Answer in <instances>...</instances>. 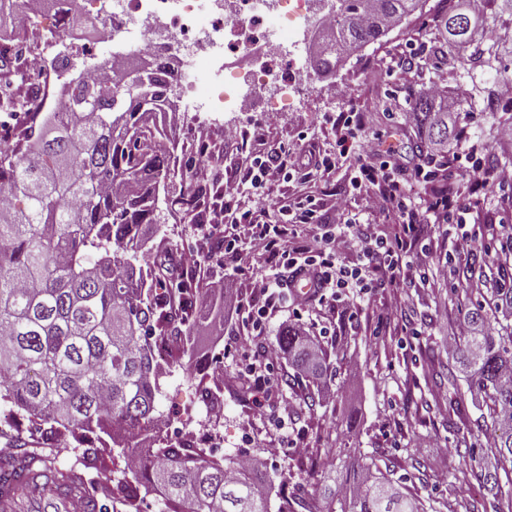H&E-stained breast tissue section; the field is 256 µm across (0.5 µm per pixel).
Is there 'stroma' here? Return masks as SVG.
Wrapping results in <instances>:
<instances>
[{"label":"stroma","instance_id":"obj_1","mask_svg":"<svg viewBox=\"0 0 512 512\" xmlns=\"http://www.w3.org/2000/svg\"><path fill=\"white\" fill-rule=\"evenodd\" d=\"M437 0H426L421 14L404 20L381 42L367 46L345 61L336 73L316 76L315 89L297 108L283 113L278 123L265 127L259 115L243 117L231 112L209 114L211 146L200 149L192 139V123L186 113L165 117L163 143H177L175 175L165 183L166 204L158 209L160 232L152 233L151 253L162 251L173 258L202 249L198 226L174 199L185 187L188 169L203 159L220 154L224 170L237 174L249 154L288 151L299 165L311 162L313 153L339 156L331 177H314L308 188L316 196L336 194L347 199L352 212L362 200L349 183L368 150L372 136H380L382 149L395 150L405 173H413L423 161L412 150L415 130L404 121L414 95L435 91L447 104L452 122L470 120L471 141L481 159L503 165L512 162V146L498 143L499 124L512 121V102L486 105L483 92L512 79V13L492 8L474 24L472 45L445 54L435 53L441 38L434 20ZM496 51L494 66L484 63ZM413 58V72L391 71L393 59ZM385 69L378 85L368 83L371 68ZM339 112H359L364 128L347 155H340L339 130L333 119ZM237 126L247 140L239 152L225 143L229 127ZM433 262L446 261L445 227L432 232ZM447 279L431 280L427 289L380 288L355 298L354 313L347 316L326 305H311L302 315L284 311L272 319L266 333L249 340L241 321L225 320L221 335H209L206 326L191 328L193 356L166 370L159 380L156 407L171 427L195 428L206 420L203 390L215 392L224 404L216 430L222 438L219 455L227 459L246 454L264 463L271 482V504L281 497L293 505L307 502L321 478L318 462L326 456L349 454L352 461L376 462L402 476L410 491L434 512H495V499L481 478L492 458L471 460L470 444L490 443L475 423L486 407L464 377L449 379L454 360L448 336L467 311V300H454L452 291L465 281L464 266L447 263ZM259 267L232 268L210 261L206 284L199 297L210 313H217L220 297L209 288L219 283L242 304L252 300L250 280ZM400 300V310L384 316L385 304ZM386 324H379V317ZM292 326L316 336L333 367L331 381L316 385L294 378L282 366L268 379L277 399L266 417L254 409L248 386L241 379V345L252 350L275 344L279 332ZM300 404L284 416L279 398ZM426 436L430 445L417 448L415 436Z\"/></svg>","mask_w":512,"mask_h":512}]
</instances>
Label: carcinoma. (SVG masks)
<instances>
[{
  "label": "carcinoma",
  "mask_w": 512,
  "mask_h": 512,
  "mask_svg": "<svg viewBox=\"0 0 512 512\" xmlns=\"http://www.w3.org/2000/svg\"><path fill=\"white\" fill-rule=\"evenodd\" d=\"M426 0H341L336 26L319 42L312 64L328 74L364 47L375 44ZM437 22L445 38L436 51L463 48L472 40V15L453 0H439ZM171 71H145L112 57L100 81L67 82L59 108L44 118L30 110L28 75L0 88V112L16 119L0 139V191L15 199L0 208V405L9 407V429L40 433L41 447L0 461V512H15L27 492L72 490L69 476L45 452L68 437L85 448L86 464L112 455L132 460L133 480L117 483L115 499L135 509L132 482L162 494V512H271V488L261 464L241 465L209 448H180L160 441L155 406L163 364L192 355L182 327L189 323L197 288L179 273L168 276L149 263L141 226L158 225L156 185L175 174L173 151L159 146L149 127L162 105ZM125 82L106 95L102 84ZM419 155L448 144V111L431 97L414 98ZM209 194L182 193L175 203L195 211ZM512 264L504 260L491 300L471 302V327L454 348L457 370L487 409L485 430L493 469L484 482L496 489L498 512H512ZM278 347L295 375L316 382L331 372L326 354L315 357L306 337L284 328ZM323 480L307 512H426L419 498L377 465L323 463Z\"/></svg>",
  "instance_id": "cac0c4a2"
}]
</instances>
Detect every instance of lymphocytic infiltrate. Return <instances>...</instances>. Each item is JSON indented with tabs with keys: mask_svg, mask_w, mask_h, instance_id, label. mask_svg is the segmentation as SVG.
<instances>
[{
	"mask_svg": "<svg viewBox=\"0 0 512 512\" xmlns=\"http://www.w3.org/2000/svg\"><path fill=\"white\" fill-rule=\"evenodd\" d=\"M456 145L447 163L429 171L415 170L409 181L396 176L383 151L372 149L350 179L363 201L358 217L351 214L345 198L334 196L322 204L304 192L311 175L298 168L285 176L286 181L298 184V191L280 195L273 213L234 209L202 224L205 237L223 240L225 262H241L247 251L268 267L267 273L251 282V306L224 295L228 315L242 319L252 337L264 336L281 302L298 305V298L290 297L288 288L299 276L317 281L319 303L347 314L353 308L352 294L398 287L407 268L418 267L419 280L425 286L431 278L447 276L446 265L423 261L425 240L433 225L462 227V244L456 252L463 260L485 252L502 234L512 235V220L489 218L486 196L480 191L489 178L499 188L511 189L512 166L484 168L470 145L468 124H461ZM457 177L468 180L467 196L451 188ZM421 180L449 184L450 190L438 196L415 197L413 185ZM390 224L396 226V233L387 232ZM341 237L355 241L361 255L358 263L348 264L338 254L336 241Z\"/></svg>",
	"mask_w": 512,
	"mask_h": 512,
	"instance_id": "1",
	"label": "lymphocytic infiltrate"
}]
</instances>
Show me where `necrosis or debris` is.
<instances>
[{"instance_id":"4bbe7bcc","label":"necrosis or debris","mask_w":512,"mask_h":512,"mask_svg":"<svg viewBox=\"0 0 512 512\" xmlns=\"http://www.w3.org/2000/svg\"><path fill=\"white\" fill-rule=\"evenodd\" d=\"M78 20L54 21L41 8L11 9L0 25V44L13 45L18 21L47 25L89 52L83 25L105 19L101 44L118 43L136 54L154 53L163 32L175 38L187 106L198 115L195 129L208 122L201 110L278 116L294 108L308 89L309 60L316 44L309 37L312 0H85Z\"/></svg>"}]
</instances>
